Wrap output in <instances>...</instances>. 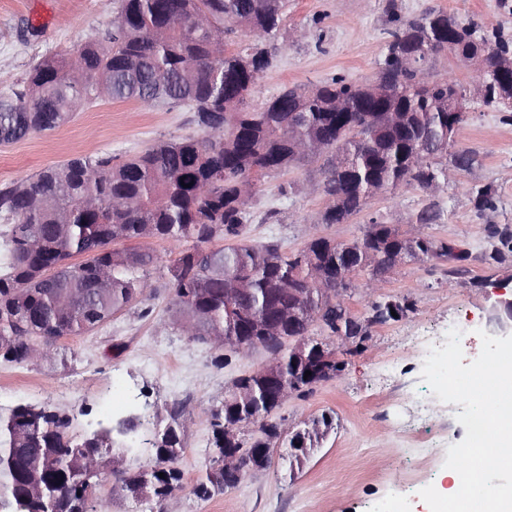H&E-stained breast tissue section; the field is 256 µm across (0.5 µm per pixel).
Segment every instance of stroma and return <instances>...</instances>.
Masks as SVG:
<instances>
[{
  "label": "stroma",
  "mask_w": 512,
  "mask_h": 512,
  "mask_svg": "<svg viewBox=\"0 0 512 512\" xmlns=\"http://www.w3.org/2000/svg\"><path fill=\"white\" fill-rule=\"evenodd\" d=\"M390 1L396 7L392 14L386 9ZM428 8L512 39V0H288L287 19L270 41L274 65L256 85L251 104L285 85L310 88L336 76L369 82L393 16L408 20ZM39 13L46 15V24L34 22ZM114 15V0H0V88L23 78L42 56L73 49L103 32ZM199 134L187 110L102 98L55 131L0 145V188L77 154L123 157L161 140ZM453 148L474 154L469 170L456 169L451 157H444L448 183L443 188L426 192L406 186L375 196L345 224L318 221L326 207L313 192L321 178L319 163H300L255 186L243 234L253 244L276 239L285 251L295 252L315 234L351 241L363 235L373 217L406 233L416 213L434 201L444 215L429 234L469 253L461 275H449L448 263L428 259L406 262L376 285L367 274L354 277L347 302L355 316L365 315L373 294L410 300L414 308L372 327L345 354L340 379L289 396L277 412L283 437L267 469L247 474L208 500L194 493L209 461L213 411L221 408L233 380L259 368L266 354L260 349L232 354L221 364L210 346L163 325L169 268L180 251L168 241L149 243L159 257L148 271L154 297L133 303L89 334L59 340L53 358L0 362V413L20 404L42 405L69 415L81 436L99 424L137 415L144 426L131 456L144 465L155 458L152 434L179 422L184 429L183 451L175 461L184 474L179 512H378L390 495L399 497L401 512H430L419 491L452 486L446 452L466 430L456 418L460 405L438 400L423 381L424 361L454 328L461 333L465 362L475 360L494 286L512 283V253L500 263L485 255L489 225L512 226V122L494 109L471 107ZM286 182L293 190L284 196L280 187ZM483 185L496 190L494 209L481 211L474 204L473 192ZM325 413L334 418L332 429L307 459L292 460L288 436ZM104 501L109 512H159L156 501L126 496L112 478L99 481L91 512Z\"/></svg>",
  "instance_id": "stroma-1"
}]
</instances>
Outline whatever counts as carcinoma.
<instances>
[{"label": "carcinoma", "mask_w": 512, "mask_h": 512, "mask_svg": "<svg viewBox=\"0 0 512 512\" xmlns=\"http://www.w3.org/2000/svg\"><path fill=\"white\" fill-rule=\"evenodd\" d=\"M116 14L102 34L64 55L35 62L25 77L0 93V145L64 125L95 100H135L165 109L185 108L205 137L161 140L117 162L110 154L76 155L45 167L28 179L0 189V219L9 225L0 257V359L24 364L31 341L41 337V356L60 338L81 336L107 324L112 315L151 293L146 276L158 258L148 247L117 249L119 241L160 239L193 242L172 267L165 324L179 329L182 304L192 303L208 324L225 336L228 351L245 354L267 335V321L294 287V314L279 323V336H309L312 313L321 314L328 336H367L375 324L401 317L413 303L384 298L367 315L344 324L342 293L355 269L369 268L379 281L407 261L421 258L461 262L466 251L436 240L426 228L441 220L437 203L425 205L410 235L371 218L360 238L309 240L287 253L271 239L209 249L215 241L238 238L249 221L256 167L279 172L314 161L324 144L322 179L314 191L327 206L322 224H345L378 194L416 185L433 191L447 181L441 158L448 155V123L461 125L465 113L448 111L463 92L456 79L433 70L449 52L459 62L485 53L496 64L512 49L491 41L441 10H426L390 32L374 80L389 84L385 97L372 83L335 77L314 92L284 86L258 106L247 99L273 54L263 41L283 27L288 0H116ZM485 94L475 102L505 111L501 99L512 86L490 75L477 77ZM188 187H183V184ZM480 210L494 207L495 189H475ZM488 257L499 262L512 252V231L492 227ZM74 255L79 265L67 263ZM276 372L253 371L237 378L212 423L209 467L195 488L207 500L235 487L250 470L271 464L267 449L281 436L273 418L283 404L278 394L338 378L305 375L283 343ZM333 424L326 414L304 423L289 440L306 458ZM176 424L153 438L151 466L122 464V492L164 504L183 487L173 463L183 449ZM95 436L72 432L69 417L34 404L0 415V493L25 494L26 512H88L89 496L78 486L76 469L90 463L112 471V455ZM240 448L247 464L222 466L224 449ZM165 477H159V474Z\"/></svg>", "instance_id": "cac0c4a2"}]
</instances>
